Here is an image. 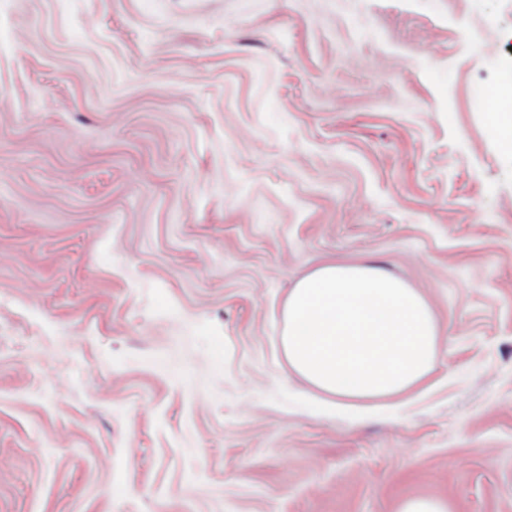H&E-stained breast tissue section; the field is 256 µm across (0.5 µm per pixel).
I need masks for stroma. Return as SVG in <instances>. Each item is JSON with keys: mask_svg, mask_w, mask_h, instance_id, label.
<instances>
[{"mask_svg": "<svg viewBox=\"0 0 512 512\" xmlns=\"http://www.w3.org/2000/svg\"><path fill=\"white\" fill-rule=\"evenodd\" d=\"M512 0H0V512H512ZM429 303L325 395L294 282ZM282 342L292 370L316 389L374 399L427 376L439 332L428 302L403 280L326 261L290 290ZM399 512H450L448 503L432 497L406 499L400 505Z\"/></svg>", "mask_w": 512, "mask_h": 512, "instance_id": "obj_1", "label": "stroma"}]
</instances>
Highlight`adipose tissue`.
Instances as JSON below:
<instances>
[{"label": "adipose tissue", "mask_w": 512, "mask_h": 512, "mask_svg": "<svg viewBox=\"0 0 512 512\" xmlns=\"http://www.w3.org/2000/svg\"><path fill=\"white\" fill-rule=\"evenodd\" d=\"M282 342L292 370L316 389L374 399L427 376L439 332L428 302L403 280L326 261L290 290Z\"/></svg>", "instance_id": "adipose-tissue-1"}]
</instances>
